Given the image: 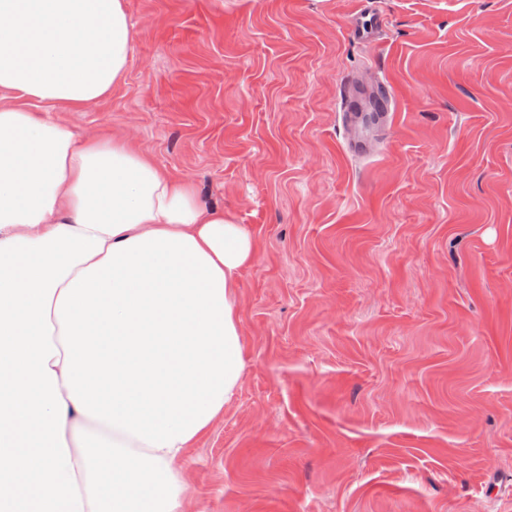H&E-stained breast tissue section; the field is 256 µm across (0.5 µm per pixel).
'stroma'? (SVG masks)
<instances>
[{
    "label": "stroma",
    "instance_id": "35a3bbf8",
    "mask_svg": "<svg viewBox=\"0 0 512 512\" xmlns=\"http://www.w3.org/2000/svg\"><path fill=\"white\" fill-rule=\"evenodd\" d=\"M126 0L128 137L255 232L245 367L183 512H512V0ZM392 92L359 159L345 77Z\"/></svg>",
    "mask_w": 512,
    "mask_h": 512
}]
</instances>
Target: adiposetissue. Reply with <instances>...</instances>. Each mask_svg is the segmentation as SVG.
Returning a JSON list of instances; mask_svg holds the SVG:
<instances>
[{
    "instance_id": "ef3b65f1",
    "label": "adipose tissue",
    "mask_w": 512,
    "mask_h": 512,
    "mask_svg": "<svg viewBox=\"0 0 512 512\" xmlns=\"http://www.w3.org/2000/svg\"><path fill=\"white\" fill-rule=\"evenodd\" d=\"M125 0H0V481L23 512H182L178 465L235 398L246 225L127 140L32 103L110 94Z\"/></svg>"
}]
</instances>
